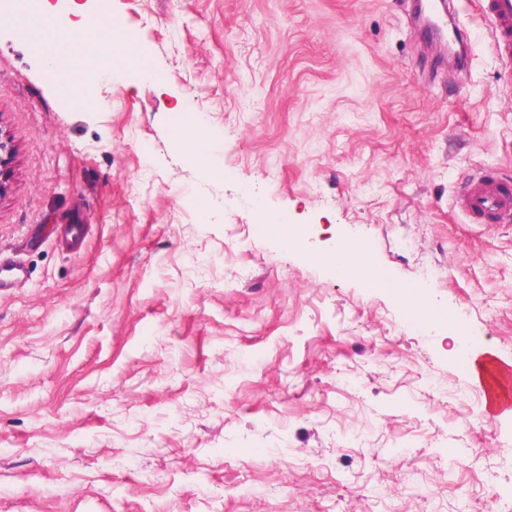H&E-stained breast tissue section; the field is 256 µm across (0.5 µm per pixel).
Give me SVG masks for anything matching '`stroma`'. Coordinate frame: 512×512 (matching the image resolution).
I'll list each match as a JSON object with an SVG mask.
<instances>
[{"mask_svg": "<svg viewBox=\"0 0 512 512\" xmlns=\"http://www.w3.org/2000/svg\"><path fill=\"white\" fill-rule=\"evenodd\" d=\"M108 4L151 76H97L96 112L0 27V262L27 271L0 290V512H512V415L485 419L466 370L512 362V223L455 204L477 168L512 178L482 0L454 5L461 74L409 0ZM178 103L210 169L174 139ZM340 238L465 351L311 261Z\"/></svg>", "mask_w": 512, "mask_h": 512, "instance_id": "obj_1", "label": "stroma"}]
</instances>
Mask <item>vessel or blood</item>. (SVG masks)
<instances>
[{
  "label": "vessel or blood",
  "mask_w": 512,
  "mask_h": 512,
  "mask_svg": "<svg viewBox=\"0 0 512 512\" xmlns=\"http://www.w3.org/2000/svg\"><path fill=\"white\" fill-rule=\"evenodd\" d=\"M483 11L491 24L492 49L503 61L512 63V0H484ZM413 15L421 30L432 40L464 60L468 35L455 26L449 0H413ZM460 210L475 224L512 223V182L498 173L482 169L468 179L457 199ZM486 390L484 413L496 416L512 410V365L485 355L473 365Z\"/></svg>",
  "instance_id": "b4317fda"
}]
</instances>
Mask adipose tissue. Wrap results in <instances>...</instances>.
Wrapping results in <instances>:
<instances>
[{
  "label": "adipose tissue",
  "mask_w": 512,
  "mask_h": 512,
  "mask_svg": "<svg viewBox=\"0 0 512 512\" xmlns=\"http://www.w3.org/2000/svg\"><path fill=\"white\" fill-rule=\"evenodd\" d=\"M23 13L37 22L30 38L40 49L59 47L61 55L47 59V66L59 68L68 63L67 71H61L55 85L57 94L63 97L80 93L82 106L88 110H98L102 101L92 89L83 87L80 76L88 70L101 73H123L129 70L144 71L148 68L145 56L132 52L125 40L118 37L115 30L106 28L97 14L85 12L81 26L73 27L61 23L46 12L44 0H25ZM318 264L336 272L338 277L357 275L364 287L377 285V270L368 256L367 250L359 243L342 240L335 248L314 253Z\"/></svg>",
  "instance_id": "1"
}]
</instances>
